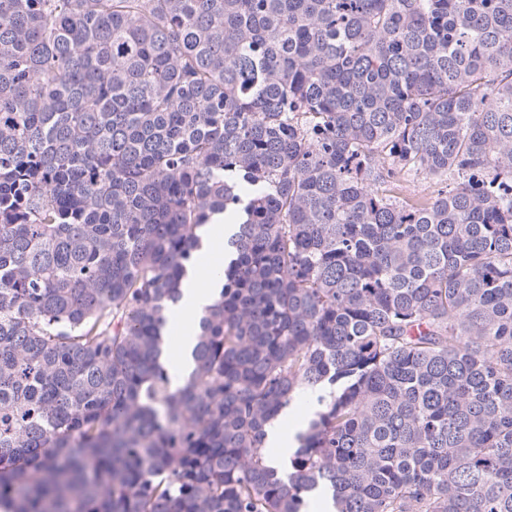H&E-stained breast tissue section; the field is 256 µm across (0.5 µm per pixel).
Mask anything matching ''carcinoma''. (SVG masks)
I'll return each mask as SVG.
<instances>
[{"label":"carcinoma","instance_id":"obj_1","mask_svg":"<svg viewBox=\"0 0 512 512\" xmlns=\"http://www.w3.org/2000/svg\"><path fill=\"white\" fill-rule=\"evenodd\" d=\"M313 501L512 512V0H0V512ZM215 288H220L218 282L209 280L200 271L193 275V270H189L182 286V298L173 307L171 316L191 326L196 313L212 302ZM306 423L304 415L297 411L283 413L268 434V442L281 448V454L275 458L274 465L282 467L288 461V451L296 448L295 436Z\"/></svg>","mask_w":512,"mask_h":512}]
</instances>
